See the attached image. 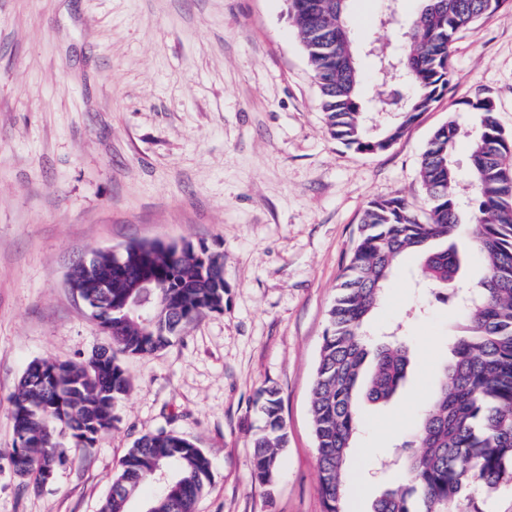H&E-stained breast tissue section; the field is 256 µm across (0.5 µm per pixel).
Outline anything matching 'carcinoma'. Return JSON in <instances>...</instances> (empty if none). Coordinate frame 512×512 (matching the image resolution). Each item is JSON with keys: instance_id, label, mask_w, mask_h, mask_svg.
<instances>
[{"instance_id": "cac0c4a2", "label": "carcinoma", "mask_w": 512, "mask_h": 512, "mask_svg": "<svg viewBox=\"0 0 512 512\" xmlns=\"http://www.w3.org/2000/svg\"><path fill=\"white\" fill-rule=\"evenodd\" d=\"M348 2L288 0V13L318 86L328 133L347 147L377 153L447 94L456 35L496 14L506 0H436L434 9L425 2L406 27L397 0H383L380 25L400 29L401 36L392 54L378 57L379 81L392 79L384 66L394 63L403 96L373 109L370 118L361 112L356 49L337 29L339 23L350 28ZM463 104L478 121L468 168L456 165L459 130L448 121L433 132L420 158L425 215L402 197L370 202L328 311L310 400L325 512H344V474L358 433V381L367 357L373 356L374 369L365 397L373 404L391 400L411 364L405 342L395 339L372 351L368 333L370 316L406 252L422 256L416 284L434 291L455 283L463 320L439 387L401 458L410 480L385 490L372 512H455L460 500L512 482V136L501 128L487 93L478 91ZM466 221L474 225L473 248L484 261V273L473 283L456 281L461 261L455 245L436 246L451 242ZM121 259L123 272L100 252L72 271L77 284L90 270L109 282L108 299L87 305L97 315L109 312L110 345L80 363L35 360L48 374L60 370L59 376L38 386L26 371L18 384L10 457L21 464L16 472L37 487L45 458L65 462L64 444L90 447L117 421L130 380L114 350L155 353L203 311L224 309L223 258L204 246L133 244ZM143 275L152 284L144 322L125 317L130 285ZM261 398L265 425L253 440L252 469L258 482L270 485L287 432L277 392L266 389ZM210 467L202 449L174 432L144 435L122 458L99 512H129L146 484L153 493L142 501L143 512H195Z\"/></svg>"}]
</instances>
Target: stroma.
<instances>
[{
    "label": "stroma",
    "mask_w": 512,
    "mask_h": 512,
    "mask_svg": "<svg viewBox=\"0 0 512 512\" xmlns=\"http://www.w3.org/2000/svg\"><path fill=\"white\" fill-rule=\"evenodd\" d=\"M480 89L512 135V5L459 35L450 92L372 154L328 135L287 0H0V512H98L128 448L161 430L211 459L198 512H324L311 389L363 211L396 196L424 211L421 154L453 120L466 163L462 102ZM157 242L222 254L224 308L159 352L118 354L131 387L117 422L34 488L9 458L19 380L106 342L67 276L96 251ZM419 262L399 260L372 317L402 327L411 365L388 404L359 403L347 512L406 485L391 462L461 320L412 288ZM270 387L288 445L267 486L251 440Z\"/></svg>",
    "instance_id": "35a3bbf8"
}]
</instances>
